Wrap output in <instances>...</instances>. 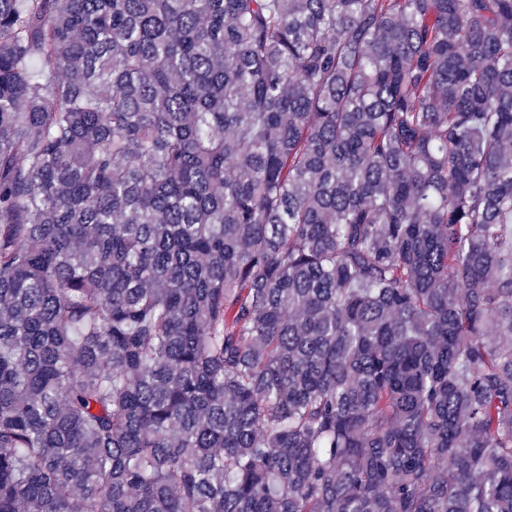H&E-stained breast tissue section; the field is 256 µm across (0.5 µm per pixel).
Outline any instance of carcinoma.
I'll use <instances>...</instances> for the list:
<instances>
[{
	"instance_id": "carcinoma-1",
	"label": "carcinoma",
	"mask_w": 512,
	"mask_h": 512,
	"mask_svg": "<svg viewBox=\"0 0 512 512\" xmlns=\"http://www.w3.org/2000/svg\"><path fill=\"white\" fill-rule=\"evenodd\" d=\"M0 512H512V0H0Z\"/></svg>"
}]
</instances>
